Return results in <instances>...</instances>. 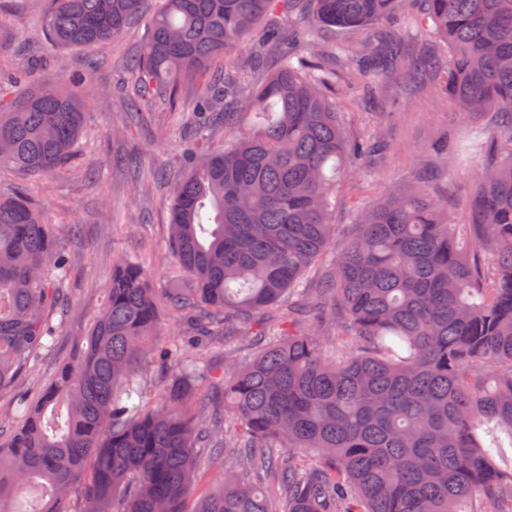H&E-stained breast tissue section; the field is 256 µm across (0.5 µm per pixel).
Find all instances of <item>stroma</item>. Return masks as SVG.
<instances>
[{
	"mask_svg": "<svg viewBox=\"0 0 512 512\" xmlns=\"http://www.w3.org/2000/svg\"><path fill=\"white\" fill-rule=\"evenodd\" d=\"M17 9L0 19V75H13L22 55L40 49L45 37L39 19L44 0H19ZM145 33L137 26L120 39L93 51L59 50L41 65L25 85L56 87L78 94L84 102L85 134L78 144L80 164L52 178L38 179L36 200L46 223L78 224L79 241L62 237L74 264L70 283L73 304L64 329L51 351L31 363L14 392L36 397L57 364L72 358L79 340L106 301L105 288L118 256L145 261L163 275V249L171 233L169 205L173 184L184 174L179 136L166 110L155 109L147 121L132 120L126 108L131 77L123 62ZM97 66L86 70V57ZM336 99L354 137L377 129L390 147L368 159L370 173L365 201H373L385 186L414 185L429 169L438 147L477 136L479 128L464 127L447 94L415 93L407 81L390 85L372 97L338 85ZM162 167L163 181L152 178Z\"/></svg>",
	"mask_w": 512,
	"mask_h": 512,
	"instance_id": "stroma-1",
	"label": "stroma"
}]
</instances>
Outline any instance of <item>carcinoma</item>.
<instances>
[{"mask_svg":"<svg viewBox=\"0 0 512 512\" xmlns=\"http://www.w3.org/2000/svg\"><path fill=\"white\" fill-rule=\"evenodd\" d=\"M49 44L91 49L145 0H46ZM157 0L126 62L135 116L200 95L170 203L163 283L112 262L108 302L41 397L0 425V512H512V0ZM288 36H283V26ZM369 28L347 38L350 28ZM253 84L224 59L248 40ZM406 77L444 86L483 137L439 149L474 172L449 195L400 186L336 239V191L384 147L345 136L330 91ZM0 80V171L67 168L83 128L69 91ZM224 125L228 145L214 144ZM59 226L27 183L0 197V393L49 350L71 305ZM172 316L187 332L160 336ZM223 346L225 368L210 364ZM213 394L208 406L192 392ZM308 451L320 461L301 463ZM207 484L193 507L196 484Z\"/></svg>","mask_w":512,"mask_h":512,"instance_id":"carcinoma-1","label":"carcinoma"}]
</instances>
